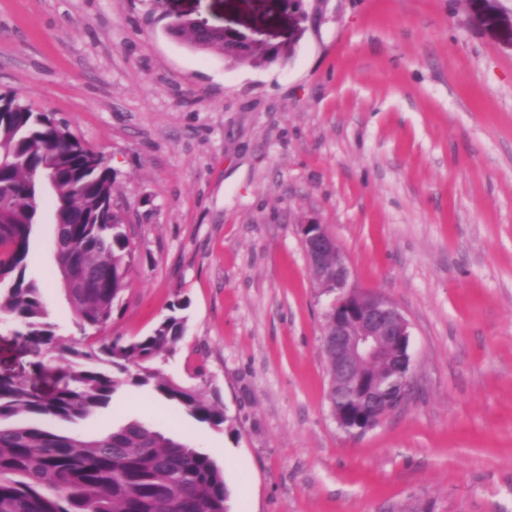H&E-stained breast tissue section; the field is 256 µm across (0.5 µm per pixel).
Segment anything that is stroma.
<instances>
[{"mask_svg":"<svg viewBox=\"0 0 512 512\" xmlns=\"http://www.w3.org/2000/svg\"><path fill=\"white\" fill-rule=\"evenodd\" d=\"M0 0V93L24 91L115 174L136 247L110 335L175 299L165 366L204 372L212 427L128 387L78 423L132 420L207 452L231 512H512V0ZM187 14L293 40L261 66L190 49ZM317 218L360 289L410 327L414 392L360 436L327 400L325 315L299 226ZM44 210L27 275L79 337ZM0 373L52 394L63 363L0 323Z\"/></svg>","mask_w":512,"mask_h":512,"instance_id":"35a3bbf8","label":"stroma"}]
</instances>
